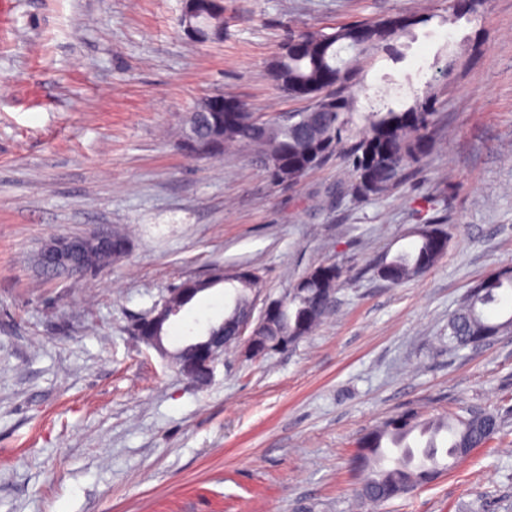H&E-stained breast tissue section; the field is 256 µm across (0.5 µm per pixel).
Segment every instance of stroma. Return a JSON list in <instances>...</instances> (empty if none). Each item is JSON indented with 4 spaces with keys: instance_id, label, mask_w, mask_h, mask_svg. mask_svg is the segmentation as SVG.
Here are the masks:
<instances>
[{
    "instance_id": "35a3bbf8",
    "label": "stroma",
    "mask_w": 512,
    "mask_h": 512,
    "mask_svg": "<svg viewBox=\"0 0 512 512\" xmlns=\"http://www.w3.org/2000/svg\"><path fill=\"white\" fill-rule=\"evenodd\" d=\"M224 0L200 45L182 0H0V512H353L356 441L389 416L480 408L512 432V334L448 347V321L512 266V0ZM399 16V60L362 55L367 112L425 103L431 145L391 194H356L342 157L278 186L248 150L179 146L188 112L229 93L271 117L302 108L269 77L290 33ZM435 224L448 249L393 285L378 266ZM128 227L94 276L46 278L49 237ZM342 277L329 315L284 352L225 355L207 386L131 333L183 279L254 268L284 296ZM224 286L171 320L176 348L219 320ZM512 512V442L475 449L382 512Z\"/></svg>"
}]
</instances>
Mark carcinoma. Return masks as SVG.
Returning a JSON list of instances; mask_svg holds the SVG:
<instances>
[{"label":"carcinoma","mask_w":512,"mask_h":512,"mask_svg":"<svg viewBox=\"0 0 512 512\" xmlns=\"http://www.w3.org/2000/svg\"><path fill=\"white\" fill-rule=\"evenodd\" d=\"M224 0H184L183 8L192 12L200 28L198 43L208 42L215 30L223 26ZM368 38L359 47L353 46L356 24L336 27L332 33L304 32L298 38L307 44L302 57H279L271 65V77L278 88L293 83L305 84L313 104L309 108L288 113V119L267 118L256 126L257 117L243 107L239 121L226 126L222 113L212 112L198 127L199 157L206 158L229 152L237 147L252 151L278 184L294 185L309 171L313 157L323 151L335 154L349 131L350 99L342 94L356 68L358 57L371 50L388 49L404 34L397 26V18L366 22ZM352 55L342 57V52ZM336 72V91L322 86L326 71ZM325 111H316L317 107ZM420 124L409 129L399 121V113L389 108L369 112L364 117V128L359 139L344 153L356 174L355 189L366 188L363 197H383L391 193L403 180L405 171L419 161L427 148V135L433 113L420 107ZM392 133L395 150L385 160L366 168L361 165L362 152L384 129ZM429 225H419L414 234L418 243L413 251L402 252L387 262L388 282L400 284L432 268L440 256L429 250L425 237ZM112 259L125 256L130 250V239L121 228L104 232ZM104 255L96 252L82 265L79 273L95 275L104 269ZM224 276L216 271L208 279L189 278L171 290L167 304L182 311L201 293L216 286L215 279ZM263 280L233 283L232 306L225 312L246 314L254 301L256 289ZM512 288V278L501 279L492 274L472 288L449 321V344L456 350L485 345L499 334L501 321H493L488 311L499 304L503 290ZM336 287L327 286L309 277H302L285 296V311L281 323L271 330L272 336H286L293 345L309 335L329 312L330 296ZM506 437L505 420L498 414L471 409L464 415L425 418L419 412L407 410L395 414L364 434L357 443L355 466L364 473L362 486L356 492L359 506L378 508L419 487L437 480L468 456L471 449ZM398 448V455L388 459L379 455L384 442Z\"/></svg>","instance_id":"carcinoma-1"}]
</instances>
